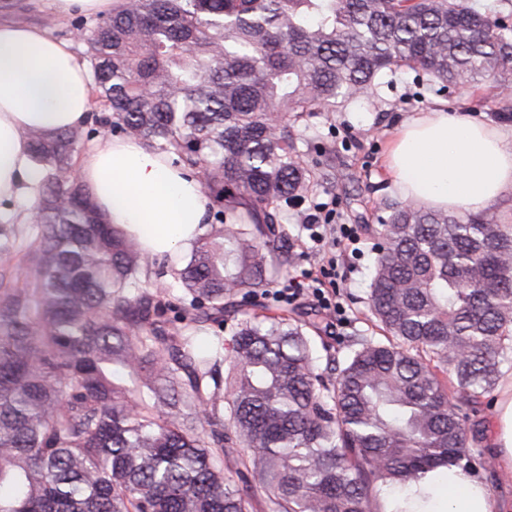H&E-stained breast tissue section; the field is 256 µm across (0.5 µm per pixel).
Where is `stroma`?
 <instances>
[{
	"mask_svg": "<svg viewBox=\"0 0 512 512\" xmlns=\"http://www.w3.org/2000/svg\"><path fill=\"white\" fill-rule=\"evenodd\" d=\"M0 19L44 25L53 35L73 42L78 55L86 53L85 43L73 35L74 18H58L51 0H0ZM497 102L496 89L487 84L472 93H440L435 87L417 82L413 74L399 72L391 83L352 103L346 111L317 113L300 127L301 140L310 148L308 161L323 177L324 183L288 210V230L297 236L299 244L292 251L290 264L282 271L283 277L299 275L311 261L301 246L307 233L299 227L300 217L311 203L335 200L337 223L352 225L360 237L357 244L344 251L339 269L345 321H336L324 313L315 312L305 300L290 305L291 310L299 315H314L315 323L310 334L317 341L336 349L342 347L348 336L377 332L368 318L365 303L377 242L370 229L380 224L385 215L383 200L397 197L383 163L387 141L396 123L408 113L424 112L434 107L478 122H493L497 119ZM498 396V391L494 390L481 398L484 436L480 451L487 464L481 476L498 487L506 504L511 505L512 485L501 483L490 451Z\"/></svg>",
	"mask_w": 512,
	"mask_h": 512,
	"instance_id": "35a3bbf8",
	"label": "stroma"
}]
</instances>
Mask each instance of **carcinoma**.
<instances>
[{
    "label": "carcinoma",
    "mask_w": 512,
    "mask_h": 512,
    "mask_svg": "<svg viewBox=\"0 0 512 512\" xmlns=\"http://www.w3.org/2000/svg\"><path fill=\"white\" fill-rule=\"evenodd\" d=\"M110 130L177 156L213 222L149 277L72 165L89 133H28L43 172L26 263L0 270V512H373L471 462L512 353V226L386 201L366 291L380 336L322 358L308 323L224 316L294 244L313 173L296 131L397 72L489 82L512 120V17L471 0H114L87 29ZM177 279L180 294L166 289ZM239 449L247 475L224 472Z\"/></svg>",
    "instance_id": "cac0c4a2"
}]
</instances>
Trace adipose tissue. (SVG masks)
Listing matches in <instances>:
<instances>
[{"mask_svg":"<svg viewBox=\"0 0 512 512\" xmlns=\"http://www.w3.org/2000/svg\"><path fill=\"white\" fill-rule=\"evenodd\" d=\"M93 89L86 62L46 28L0 22V222L18 200L35 202L42 173L28 131L54 134L86 122ZM401 197L453 214L491 208L512 193V126L476 123L442 109L413 112L393 129L384 156ZM76 169L111 223L148 257L191 249L203 233L205 188L169 154L131 137H104ZM491 452L512 479V380L496 408ZM380 512H502L494 489L458 466L429 473L408 492L381 494Z\"/></svg>","mask_w":512,"mask_h":512,"instance_id":"obj_1","label":"adipose tissue"}]
</instances>
